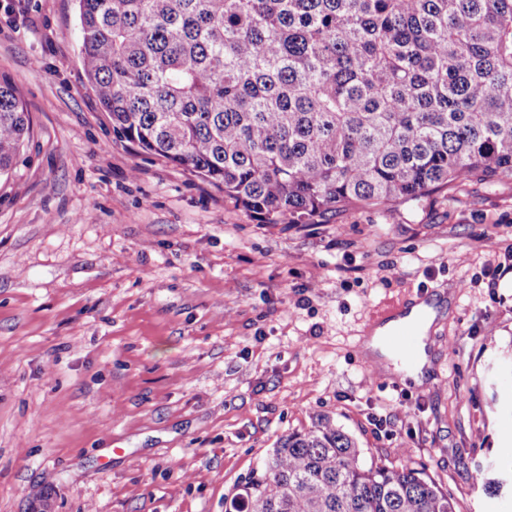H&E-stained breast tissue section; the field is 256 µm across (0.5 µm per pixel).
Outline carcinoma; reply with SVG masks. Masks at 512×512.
I'll use <instances>...</instances> for the list:
<instances>
[{"label":"carcinoma","mask_w":512,"mask_h":512,"mask_svg":"<svg viewBox=\"0 0 512 512\" xmlns=\"http://www.w3.org/2000/svg\"><path fill=\"white\" fill-rule=\"evenodd\" d=\"M112 131L265 224L383 213L512 178V0H77ZM0 81V175L32 137ZM502 490L487 469L472 475ZM234 512H456L327 418L280 439Z\"/></svg>","instance_id":"cac0c4a2"}]
</instances>
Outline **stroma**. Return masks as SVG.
<instances>
[{
  "instance_id": "stroma-1",
  "label": "stroma",
  "mask_w": 512,
  "mask_h": 512,
  "mask_svg": "<svg viewBox=\"0 0 512 512\" xmlns=\"http://www.w3.org/2000/svg\"><path fill=\"white\" fill-rule=\"evenodd\" d=\"M75 0H0L34 137L0 177V512H228L280 438L331 418L457 512H512V179L330 224H262L117 138ZM443 303L423 382L366 329Z\"/></svg>"
}]
</instances>
